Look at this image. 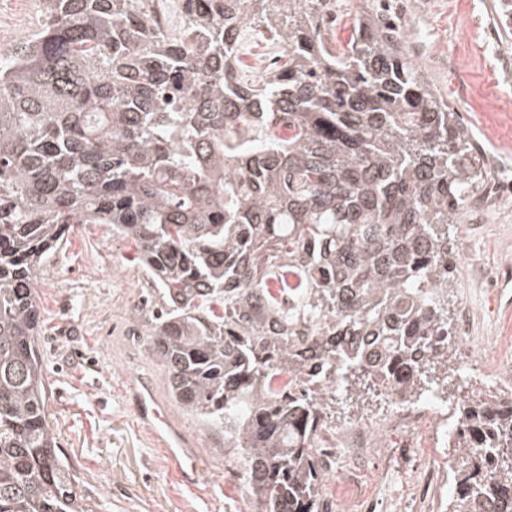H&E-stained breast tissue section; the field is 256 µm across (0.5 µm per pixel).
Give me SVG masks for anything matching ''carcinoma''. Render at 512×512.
Listing matches in <instances>:
<instances>
[{"mask_svg":"<svg viewBox=\"0 0 512 512\" xmlns=\"http://www.w3.org/2000/svg\"><path fill=\"white\" fill-rule=\"evenodd\" d=\"M329 0H40L0 49V512H93L45 411L39 276L73 224L131 239L164 306L150 351L224 432L259 512H324L328 388L433 384L448 243L482 178L448 101L381 19L327 45ZM247 28L287 60L240 75ZM448 512H512V399L452 407Z\"/></svg>","mask_w":512,"mask_h":512,"instance_id":"cac0c4a2","label":"carcinoma"}]
</instances>
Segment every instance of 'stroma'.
I'll use <instances>...</instances> for the list:
<instances>
[{"instance_id":"stroma-1","label":"stroma","mask_w":512,"mask_h":512,"mask_svg":"<svg viewBox=\"0 0 512 512\" xmlns=\"http://www.w3.org/2000/svg\"><path fill=\"white\" fill-rule=\"evenodd\" d=\"M385 0H337L326 24L335 48L345 47L358 16L372 15ZM385 12L402 40L424 44L410 58L458 113L482 152L489 183L512 178V97L500 72L512 64V37L484 44L471 23L474 13L495 14L496 0H386ZM38 23L35 0H0V47L25 37ZM461 271L451 281L450 318L469 312L470 343L485 364L512 357V282L488 285L480 272L512 271V200L499 203L492 219L477 223L461 215ZM43 315L47 411L57 446L77 479V490L94 512H256L244 493L240 467L224 447L221 431L207 428L178 408L168 393L165 370L148 344L143 301H159L133 243L108 224H77L52 258L37 287ZM132 383L154 388L171 415L195 442L200 473L194 485L176 476L167 451L136 417L124 390ZM388 399L362 393L337 398L330 424L379 420ZM421 475L401 467L366 471L355 481L328 475V512H357L360 501L387 496L391 512L416 493Z\"/></svg>"}]
</instances>
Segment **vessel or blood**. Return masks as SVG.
<instances>
[{
	"label": "vessel or blood",
	"mask_w": 512,
	"mask_h": 512,
	"mask_svg": "<svg viewBox=\"0 0 512 512\" xmlns=\"http://www.w3.org/2000/svg\"><path fill=\"white\" fill-rule=\"evenodd\" d=\"M130 395L142 423L152 426L170 458L181 462L193 455L186 433L172 420L165 404L148 387L131 386Z\"/></svg>",
	"instance_id": "obj_1"
}]
</instances>
